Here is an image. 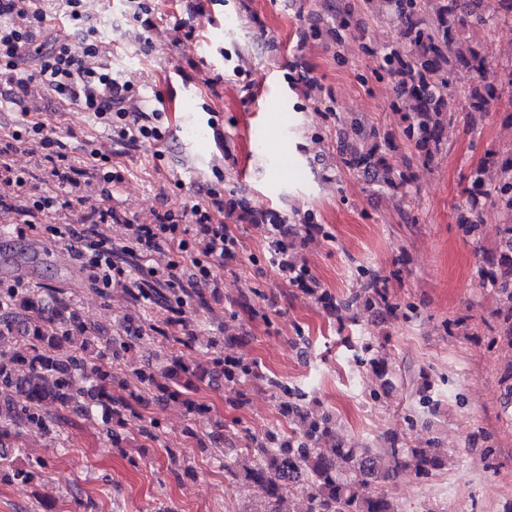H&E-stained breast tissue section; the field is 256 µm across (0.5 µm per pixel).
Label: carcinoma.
Returning a JSON list of instances; mask_svg holds the SVG:
<instances>
[{"label": "carcinoma", "mask_w": 512, "mask_h": 512, "mask_svg": "<svg viewBox=\"0 0 512 512\" xmlns=\"http://www.w3.org/2000/svg\"><path fill=\"white\" fill-rule=\"evenodd\" d=\"M375 13L385 15L397 27V44L383 49L376 76L392 86V106L401 112L402 134L413 147L417 163L428 166L442 153L448 127L458 111L470 120L488 111L495 97L486 81L487 57L481 42L471 43L463 33L472 22L484 24L489 17L512 16V0H365ZM353 12L347 3L336 6V25L329 35L342 43L352 33ZM461 72L473 74L465 104L455 106L451 87ZM344 126L352 142L341 140L337 152L341 164L356 173L368 174L380 187L403 191L413 183L411 167L390 162L394 149L389 133L353 116ZM497 170V180L489 184L485 169ZM467 193L488 199L503 215L502 246L485 256L482 274L495 288L500 336L512 345V156L492 153L474 170ZM262 220L278 228L269 248L279 260L289 282L329 300L319 291L308 267L292 259L295 242L286 228L287 217L270 209ZM366 278L365 295L339 300L338 309L350 311L363 302L394 316L400 306L388 298L383 278L371 268L360 269ZM136 302L160 309L161 325L150 326L147 336H120L101 340L96 326L81 321L73 313L63 288H0V484H30L45 467L36 457L24 464L8 454L19 447L25 431L53 430L52 417L42 411L55 404L63 411L79 410L86 416L100 414L109 425L112 444L124 441L128 417L137 414L141 394L131 390L117 397L114 388L127 382L101 364L117 349L133 353L147 345H185L188 336L179 335L184 305L194 300L206 304L201 288H132ZM219 371L225 381L238 385L256 376L254 367L238 358L216 355L207 368L191 367L172 357L157 368L148 357L133 371L140 388L156 392V397L182 405L193 415L210 413L207 404L192 396L197 383ZM268 385L279 391L283 412L288 415L289 433L270 430L253 447L236 452L224 465L228 484L242 480L261 486L269 500L266 512H283L285 502L294 503L288 512H397L382 491V485L402 470L421 478L448 465V453L433 446L409 448L391 443L388 448L356 447L339 433L329 414L311 412L305 393L269 378Z\"/></svg>", "instance_id": "obj_1"}]
</instances>
